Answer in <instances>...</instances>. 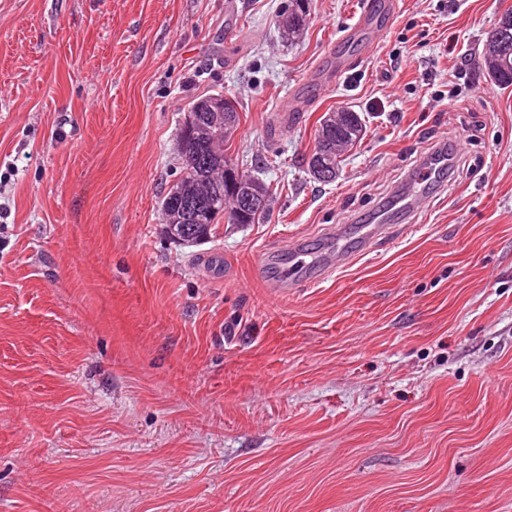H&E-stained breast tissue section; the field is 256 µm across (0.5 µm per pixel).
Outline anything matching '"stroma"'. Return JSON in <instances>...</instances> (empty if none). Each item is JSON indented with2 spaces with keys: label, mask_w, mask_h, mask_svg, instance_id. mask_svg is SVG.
I'll return each mask as SVG.
<instances>
[{
  "label": "stroma",
  "mask_w": 512,
  "mask_h": 512,
  "mask_svg": "<svg viewBox=\"0 0 512 512\" xmlns=\"http://www.w3.org/2000/svg\"><path fill=\"white\" fill-rule=\"evenodd\" d=\"M365 2L290 43L288 0H0V512H512V86L480 68L512 0H396L370 50ZM217 93L277 193L182 245L161 201ZM343 107L367 131L321 183ZM369 224L277 294L293 244ZM378 6L376 2L367 3L358 22L351 31L365 48L376 45L384 36L386 27L379 24ZM321 140H320V142L316 143L314 149L312 150V152L309 155L308 169H309L310 175L312 176V178L314 180H316L318 182L326 183L324 181H321L316 175H318L321 179L327 180V181L334 179L336 177V168L338 169V173L340 171V165H341L342 159H338L336 161V157H335V164H336V168H335L333 163H331V154L326 150L325 146L323 145L327 141L323 140V142H321ZM329 246L325 252L321 255L319 260L320 268H324L327 271H333L335 268L338 269L345 265L351 258L352 252L343 246H339L338 232L336 231V248L332 246L334 243L335 231L328 233Z\"/></svg>",
  "instance_id": "obj_1"
}]
</instances>
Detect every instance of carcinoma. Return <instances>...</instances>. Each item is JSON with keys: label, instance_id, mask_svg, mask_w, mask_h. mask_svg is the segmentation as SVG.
I'll list each match as a JSON object with an SVG mask.
<instances>
[{"label": "carcinoma", "instance_id": "carcinoma-1", "mask_svg": "<svg viewBox=\"0 0 512 512\" xmlns=\"http://www.w3.org/2000/svg\"><path fill=\"white\" fill-rule=\"evenodd\" d=\"M298 2L291 0L279 19L281 37L290 42L299 40L306 28V23L299 20ZM481 66L491 83L512 85V52L491 61L484 58ZM193 106L200 113V123L193 133L180 136L181 177L162 201L167 219L184 223L180 238L186 244L208 239L213 226L224 219V164L230 161V136L224 135V112H237L236 105L226 102L221 94L198 99Z\"/></svg>", "mask_w": 512, "mask_h": 512}]
</instances>
